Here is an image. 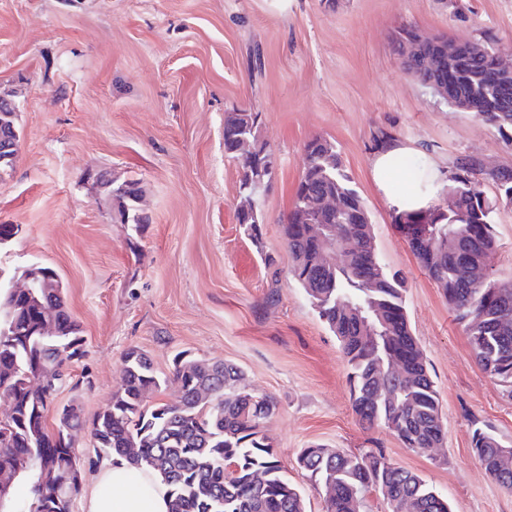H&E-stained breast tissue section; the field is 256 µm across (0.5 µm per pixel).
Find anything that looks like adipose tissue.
<instances>
[{
  "label": "adipose tissue",
  "instance_id": "adipose-tissue-1",
  "mask_svg": "<svg viewBox=\"0 0 512 512\" xmlns=\"http://www.w3.org/2000/svg\"><path fill=\"white\" fill-rule=\"evenodd\" d=\"M410 153L408 146L396 141L375 151L370 160L378 190L390 205L406 211L429 207L449 183L448 168L425 157L412 178V189L401 191L398 181ZM86 512H169L168 486L151 468L119 458L102 467Z\"/></svg>",
  "mask_w": 512,
  "mask_h": 512
}]
</instances>
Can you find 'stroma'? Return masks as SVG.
Here are the masks:
<instances>
[{
	"label": "stroma",
	"instance_id": "35a3bbf8",
	"mask_svg": "<svg viewBox=\"0 0 512 512\" xmlns=\"http://www.w3.org/2000/svg\"><path fill=\"white\" fill-rule=\"evenodd\" d=\"M494 37L512 60V0H0V94L12 98L20 134L0 168V273L52 268L86 355L68 368L58 404L93 418L109 403L138 348L166 383L155 401L176 402L177 354L224 360L248 392L275 399L264 433L306 512L324 494L297 464L320 443L355 453L383 449L447 497L452 512H512V490L475 458L471 434L488 425L512 441V399L477 364L447 299L391 222L374 185L371 138L388 128L443 164L473 154L512 166V141L449 106L400 65L393 34ZM260 50L262 65L250 56ZM260 113V138L277 170L258 198L261 244L235 221L239 164L224 154V117ZM331 140L371 215L377 252L405 278L413 334L439 395L445 436L418 454L388 429H363L353 411L339 344L292 279L281 219L292 206L304 145ZM139 180L141 232L96 180ZM495 276L512 278V204L497 200ZM84 512L108 463L89 431Z\"/></svg>",
	"mask_w": 512,
	"mask_h": 512
}]
</instances>
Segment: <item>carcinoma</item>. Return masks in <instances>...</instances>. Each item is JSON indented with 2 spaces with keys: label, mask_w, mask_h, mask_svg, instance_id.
I'll return each mask as SVG.
<instances>
[{
  "label": "carcinoma",
  "mask_w": 512,
  "mask_h": 512,
  "mask_svg": "<svg viewBox=\"0 0 512 512\" xmlns=\"http://www.w3.org/2000/svg\"><path fill=\"white\" fill-rule=\"evenodd\" d=\"M489 54L473 48L456 64L428 73L416 63L411 75L424 87L450 86L448 104H465L480 120L512 131V77L509 86L490 87L484 74ZM14 109L0 105V150L14 136ZM261 115L230 112L224 119V154L241 167L237 223L258 243L264 217L257 196L271 183L269 154L260 140ZM451 204L417 212L392 209V223L422 224L423 234L408 242L429 278L441 288L464 327L481 368L512 398V279L474 278L470 268L496 249L494 205L485 187L512 203V167L487 172L470 154L451 162ZM122 202L121 217L135 230L144 226L138 182H107ZM345 237L334 241L336 231ZM292 258L291 273L319 318L336 336L350 366L352 406L368 428L382 425L418 453L440 445L445 425L437 391L413 336L403 296L405 278L390 272L376 251L370 213L336 146L315 137L304 147V166L293 204L283 224ZM51 319L56 335L35 329ZM0 396L12 405L4 434L0 427V467L24 459L29 480L23 501L5 500V512H69L52 501L43 475L62 464L80 462L70 433L88 430L99 452L159 472L169 487L170 512H306L301 492L283 474L263 433L276 408L270 396L239 391L243 372L234 364H200L183 356L174 361L180 397L174 404L150 403L161 378L149 358L124 357V373L112 402L91 420L73 412L47 430L46 420L69 362L85 355L84 339L64 308L62 291L16 296L0 283ZM397 365L391 370V365ZM30 374L45 380L41 389L20 382ZM471 444L489 476L512 489V444L491 429L476 427ZM299 464L323 491L326 512H366L376 491L387 512H450L448 500L417 474L399 467L381 451L348 453L322 444L303 448Z\"/></svg>",
  "instance_id": "cac0c4a2"
}]
</instances>
